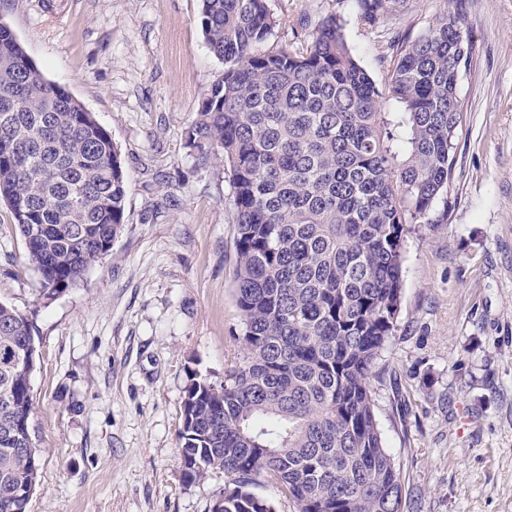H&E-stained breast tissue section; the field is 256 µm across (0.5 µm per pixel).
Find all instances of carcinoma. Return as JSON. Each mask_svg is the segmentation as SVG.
Segmentation results:
<instances>
[{
	"label": "carcinoma",
	"instance_id": "obj_1",
	"mask_svg": "<svg viewBox=\"0 0 512 512\" xmlns=\"http://www.w3.org/2000/svg\"><path fill=\"white\" fill-rule=\"evenodd\" d=\"M371 21L399 0H356ZM456 0L414 39L381 50L383 94L334 14L307 43L263 49L280 25L268 0H201L224 74L186 143L229 172L236 302L246 359L216 385L193 371L179 453L195 483L226 478L224 512H276L262 475L298 512H404L400 468L375 414L371 379L400 313L408 236L448 222L475 43ZM127 182L111 132L48 80L0 23V199L42 277L40 299L75 287L126 223ZM29 316L0 302V512L36 488ZM252 491L258 496L273 499L278 512H298L295 503L288 499L280 486L266 476L257 478Z\"/></svg>",
	"mask_w": 512,
	"mask_h": 512
}]
</instances>
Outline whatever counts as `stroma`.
I'll use <instances>...</instances> for the list:
<instances>
[{"label":"stroma","instance_id":"stroma-1","mask_svg":"<svg viewBox=\"0 0 512 512\" xmlns=\"http://www.w3.org/2000/svg\"><path fill=\"white\" fill-rule=\"evenodd\" d=\"M200 0H0L48 79L112 134L127 225L75 288L41 304L0 201V301L33 315L30 432L41 467L29 512H208L223 473L187 484L179 457L190 371L222 384L243 361L232 270V193L222 162L198 165L186 134L224 71ZM270 45L346 21L382 80L385 40L414 37L443 0H401L376 22L354 0H269ZM477 46L460 86L448 221L408 241L397 329L371 385L408 512H512V0H459Z\"/></svg>","mask_w":512,"mask_h":512}]
</instances>
